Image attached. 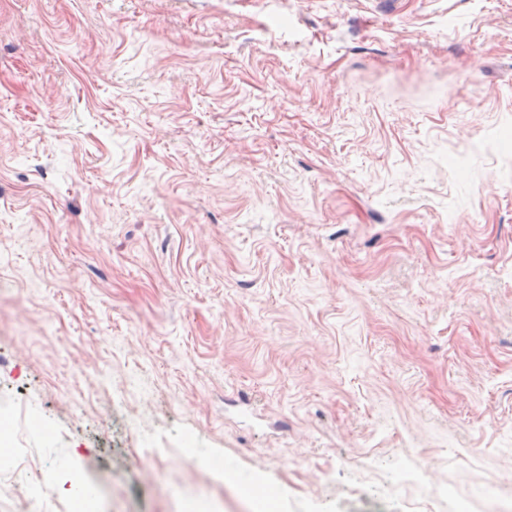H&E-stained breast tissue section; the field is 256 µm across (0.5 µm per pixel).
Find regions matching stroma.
Segmentation results:
<instances>
[{"label":"stroma","instance_id":"1","mask_svg":"<svg viewBox=\"0 0 512 512\" xmlns=\"http://www.w3.org/2000/svg\"><path fill=\"white\" fill-rule=\"evenodd\" d=\"M5 398L0 512L512 494V0H0ZM15 433L11 415L0 416V469L10 468L18 462L14 454ZM250 497L262 505L267 512H274L277 509V492L273 485L255 480L247 486Z\"/></svg>","mask_w":512,"mask_h":512}]
</instances>
